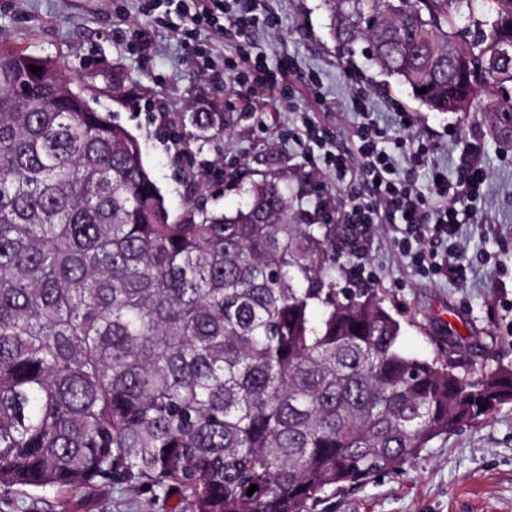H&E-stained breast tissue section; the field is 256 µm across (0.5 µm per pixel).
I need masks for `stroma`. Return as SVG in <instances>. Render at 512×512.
Returning <instances> with one entry per match:
<instances>
[{
  "label": "stroma",
  "mask_w": 512,
  "mask_h": 512,
  "mask_svg": "<svg viewBox=\"0 0 512 512\" xmlns=\"http://www.w3.org/2000/svg\"><path fill=\"white\" fill-rule=\"evenodd\" d=\"M149 0H0V42L25 53L67 63L100 111L135 135L146 166L167 205L184 197L208 209L235 210L249 180L273 173L292 192L340 202L331 176L319 170L313 144L295 134L303 114L337 126L348 143L358 120L350 97L355 87L370 97L374 116L395 138L432 142L434 161L455 174L465 145L475 144L489 179L484 197L462 215L454 254L457 278L423 277L395 245V227L374 225L360 257L343 253L346 270L362 266L368 284L380 288L403 325L401 342L411 354L434 353L431 338L462 337V361L481 362L482 346L493 347L512 365V131L490 112H433L408 87L382 74L357 44L353 56L338 51L324 0H264L262 21L252 30L221 41L199 31L195 45L183 43L191 20ZM212 52L214 70L247 51L270 69L292 65L287 95L272 112L246 109L233 84L217 88L204 76L196 49ZM120 90H113V79ZM323 99L308 93L310 81ZM214 112L224 117V135L197 140L185 129L184 114ZM414 123L403 127L401 113ZM173 499L147 486L99 485L60 494L27 488L0 491V512H170ZM312 512H512V403L488 418L433 440L420 458L396 473L330 491Z\"/></svg>",
  "instance_id": "35a3bbf8"
}]
</instances>
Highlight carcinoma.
<instances>
[{
  "mask_svg": "<svg viewBox=\"0 0 512 512\" xmlns=\"http://www.w3.org/2000/svg\"><path fill=\"white\" fill-rule=\"evenodd\" d=\"M324 2L339 49L364 42L431 111L512 83V0ZM73 85L0 44V489L146 484L182 512H310L512 401L511 366L462 369L456 336L410 355L378 289L338 287L348 243L326 201L270 174L232 213H174L138 139L57 94ZM490 108L512 127V98Z\"/></svg>",
  "mask_w": 512,
  "mask_h": 512,
  "instance_id": "obj_1",
  "label": "carcinoma"
}]
</instances>
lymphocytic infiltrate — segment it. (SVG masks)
I'll list each match as a JSON object with an SVG mask.
<instances>
[{
	"label": "lymphocytic infiltrate",
	"instance_id": "1",
	"mask_svg": "<svg viewBox=\"0 0 512 512\" xmlns=\"http://www.w3.org/2000/svg\"><path fill=\"white\" fill-rule=\"evenodd\" d=\"M179 7L193 5V23L205 25L217 36L231 30L243 31L254 25L261 0H236L237 9L228 14L224 0H167ZM288 71L269 72L258 59L247 60L239 73V84L245 87L246 98L259 92H280L286 89ZM353 107L360 120L352 133V148L340 145L335 130L307 118L303 134L322 149L320 162L332 176L337 187L344 189L340 222L353 240L367 236L381 220L399 225L401 244L419 269L452 276L457 266L451 253L441 246L458 230L463 203L479 197L488 179L486 168L475 159L460 164L455 182L434 164L427 145L409 149L410 162L427 169L425 187L400 174L394 156L383 145L384 133L373 119L366 94L355 91Z\"/></svg>",
	"mask_w": 512,
	"mask_h": 512
}]
</instances>
